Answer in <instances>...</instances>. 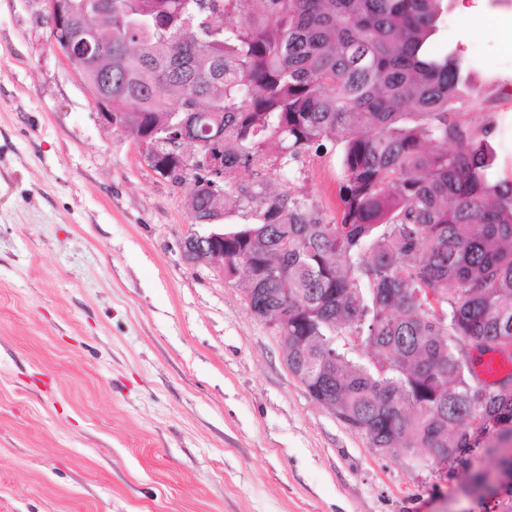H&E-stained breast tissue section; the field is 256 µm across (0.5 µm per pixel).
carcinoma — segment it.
I'll return each instance as SVG.
<instances>
[{"label":"carcinoma","instance_id":"cac0c4a2","mask_svg":"<svg viewBox=\"0 0 512 512\" xmlns=\"http://www.w3.org/2000/svg\"><path fill=\"white\" fill-rule=\"evenodd\" d=\"M241 4L235 26L226 17ZM448 0H112L88 83L112 81L127 133L173 112L224 113V198L259 222L224 228V273L244 270L288 369L370 447L466 448L461 473L512 468V179L485 127L461 121L476 64L439 32ZM174 102L163 105L161 95ZM342 144L340 215L310 223L258 169Z\"/></svg>","mask_w":512,"mask_h":512}]
</instances>
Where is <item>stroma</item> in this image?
<instances>
[{
    "label": "stroma",
    "mask_w": 512,
    "mask_h": 512,
    "mask_svg": "<svg viewBox=\"0 0 512 512\" xmlns=\"http://www.w3.org/2000/svg\"><path fill=\"white\" fill-rule=\"evenodd\" d=\"M448 0L482 69L464 104L512 178V0ZM341 147L269 170L339 211ZM190 184L141 161L50 41L46 0H0V512H493L423 448L378 454L290 373L243 277L187 263Z\"/></svg>",
    "instance_id": "35a3bbf8"
}]
</instances>
